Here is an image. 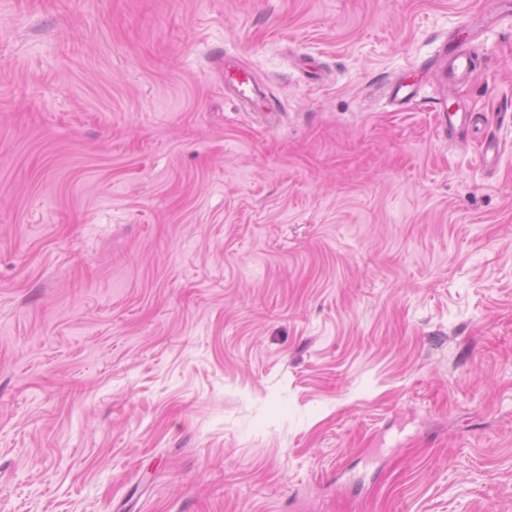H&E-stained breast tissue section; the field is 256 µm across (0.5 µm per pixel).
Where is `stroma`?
I'll list each match as a JSON object with an SVG mask.
<instances>
[{
  "label": "stroma",
  "mask_w": 512,
  "mask_h": 512,
  "mask_svg": "<svg viewBox=\"0 0 512 512\" xmlns=\"http://www.w3.org/2000/svg\"><path fill=\"white\" fill-rule=\"evenodd\" d=\"M486 2L0 0V512H512ZM224 86L233 89L239 99L262 97L250 72L231 58L224 59ZM436 119L440 126L448 129L458 140L469 138L470 131L479 125L478 114L466 106H458L454 111L443 109L436 114Z\"/></svg>",
  "instance_id": "35a3bbf8"
}]
</instances>
